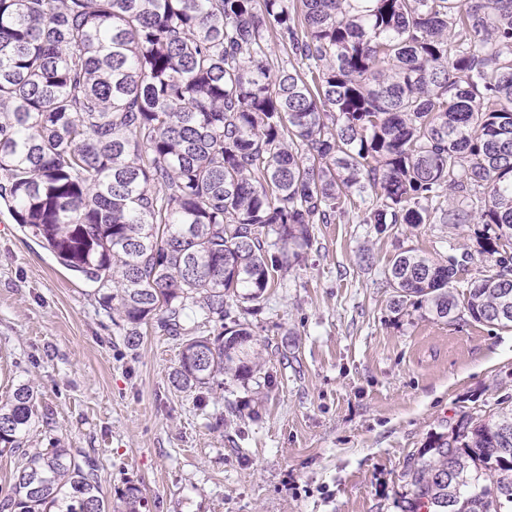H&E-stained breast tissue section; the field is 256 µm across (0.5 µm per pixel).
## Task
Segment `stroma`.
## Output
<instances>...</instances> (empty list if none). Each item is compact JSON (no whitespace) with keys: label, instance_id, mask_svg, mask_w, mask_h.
<instances>
[{"label":"stroma","instance_id":"1","mask_svg":"<svg viewBox=\"0 0 512 512\" xmlns=\"http://www.w3.org/2000/svg\"><path fill=\"white\" fill-rule=\"evenodd\" d=\"M364 208L313 225L251 316L270 383L228 378L201 395L170 383L181 338L152 321L130 344L97 286L0 205V402L22 382L38 394L23 451L0 447V499L24 453L58 447L95 458L109 501L137 487L145 512H395L431 435L512 400V328L394 312L395 255L452 258L472 278L479 227L380 234Z\"/></svg>","mask_w":512,"mask_h":512}]
</instances>
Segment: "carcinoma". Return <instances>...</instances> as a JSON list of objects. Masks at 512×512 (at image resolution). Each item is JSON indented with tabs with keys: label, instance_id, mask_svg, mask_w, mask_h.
<instances>
[{
	"label": "carcinoma",
	"instance_id": "obj_1",
	"mask_svg": "<svg viewBox=\"0 0 512 512\" xmlns=\"http://www.w3.org/2000/svg\"><path fill=\"white\" fill-rule=\"evenodd\" d=\"M272 29L293 60L275 71ZM367 196L379 233L485 228L464 285L451 257L397 254L394 311L512 327V0H0V202L128 342L154 318L187 337L175 389L261 372L246 316L271 273ZM35 401L23 382L0 404V444L22 448ZM402 481L397 512H512V409L433 435ZM142 506L130 487L112 507L95 460L56 447L0 512Z\"/></svg>",
	"mask_w": 512,
	"mask_h": 512
}]
</instances>
